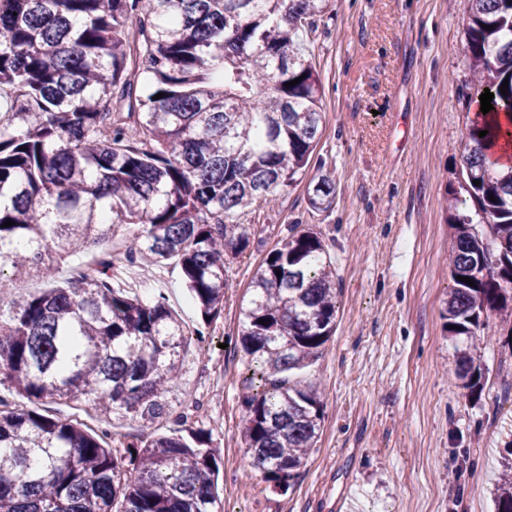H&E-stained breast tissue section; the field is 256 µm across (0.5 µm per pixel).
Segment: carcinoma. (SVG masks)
Here are the masks:
<instances>
[{"label": "carcinoma", "mask_w": 512, "mask_h": 512, "mask_svg": "<svg viewBox=\"0 0 512 512\" xmlns=\"http://www.w3.org/2000/svg\"><path fill=\"white\" fill-rule=\"evenodd\" d=\"M329 2L0 0V385L9 391L0 395V512H220L218 450L168 401L182 322L163 296L142 300L114 270L175 261L204 348V328L224 311L227 256L250 246L239 212L310 167L323 90L295 34ZM466 30L470 103L481 107L488 88L493 111L512 113V0H468ZM501 134L470 120L461 193L449 204L443 317L471 394L485 375L469 342L485 313L512 316V165L487 158ZM315 179L308 203L324 210L336 182L327 172ZM116 225L134 228L124 252H102L94 270L62 286L9 297L17 279L55 280L60 254L91 252ZM325 255L316 232L290 225L241 306L240 343L258 377L242 393L243 435L277 493L291 488L321 430L314 385L283 374L309 366L336 331V271ZM15 398L88 403L107 418H138L148 434L119 451L110 429L15 409ZM171 416L182 428L151 432ZM506 453L496 512H512V440Z\"/></svg>", "instance_id": "carcinoma-1"}]
</instances>
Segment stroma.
Here are the masks:
<instances>
[{"label": "stroma", "mask_w": 512, "mask_h": 512, "mask_svg": "<svg viewBox=\"0 0 512 512\" xmlns=\"http://www.w3.org/2000/svg\"><path fill=\"white\" fill-rule=\"evenodd\" d=\"M467 0H331L299 40L323 87L314 156L336 180L323 211L308 178L242 212L252 244L230 260L224 312L205 351L189 346L170 396L223 451L221 512H496L495 485L512 433V319L492 312L472 351L481 397L456 377L442 312L452 286L448 191L468 123ZM313 229L336 269V334L304 370L323 405L322 433L286 494L252 464L241 403L250 358L237 344L240 309L266 254L289 225ZM39 413L87 431L91 406ZM114 439L140 433L113 415Z\"/></svg>", "instance_id": "obj_1"}]
</instances>
